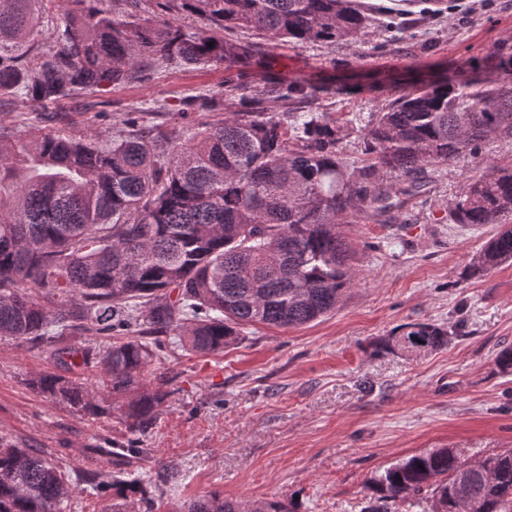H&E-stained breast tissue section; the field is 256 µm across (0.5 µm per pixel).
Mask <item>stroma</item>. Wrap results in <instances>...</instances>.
Returning a JSON list of instances; mask_svg holds the SVG:
<instances>
[{"mask_svg": "<svg viewBox=\"0 0 512 512\" xmlns=\"http://www.w3.org/2000/svg\"><path fill=\"white\" fill-rule=\"evenodd\" d=\"M366 2L375 22L357 43L298 48L229 34L253 43L249 73L322 84L323 93L301 108L352 118L341 149L351 166L361 165L364 129L388 101L377 80L410 85L499 48L512 54V0H456L439 14L417 0L391 28L386 10L396 0ZM228 77L220 65L174 66L63 100L58 109L65 129L83 137L155 100L175 132L182 100L221 90ZM339 85L346 94H335ZM490 160L512 163V140L432 167L406 206L407 223L360 215L348 233L361 273L335 314L293 329L251 326L237 347L209 356L165 346L145 379L154 388L166 374L170 394L141 437L168 474L156 490L161 512L212 491L294 498L300 512H360L369 481L392 463L444 446L468 460L512 448V371L496 363L498 352L512 350V264L468 277L499 227L448 221L449 203ZM416 322L447 328L448 347L374 353V341ZM56 368L44 347L0 340V435L60 455L70 468L113 473L102 451L126 444L123 419L73 413L27 386Z\"/></svg>", "mask_w": 512, "mask_h": 512, "instance_id": "stroma-1", "label": "stroma"}]
</instances>
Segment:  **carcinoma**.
I'll list each match as a JSON object with an SVG mask.
<instances>
[{"label": "carcinoma", "mask_w": 512, "mask_h": 512, "mask_svg": "<svg viewBox=\"0 0 512 512\" xmlns=\"http://www.w3.org/2000/svg\"><path fill=\"white\" fill-rule=\"evenodd\" d=\"M45 0H0V95L45 106L83 90L151 79L173 63L236 68L252 44L224 38L253 30L294 47L357 42L371 16L357 0H151L145 13L106 12L95 0L55 23L40 41ZM184 12L208 36L174 24ZM214 46H208V43ZM501 70L465 62L418 87L381 84L390 101L364 133L367 159H340L345 125L331 112H279L316 85L271 79L247 95L245 78L183 100L191 118L173 137L154 101L110 130L76 138L64 130L0 131V339L49 344L63 373L29 386L83 415L107 417L109 398L132 435L122 460L149 453L136 432L168 396L146 368L175 336L208 356L243 340L255 324L295 328L332 315L355 285L357 251L346 225L363 213L395 218L420 193L427 166L477 155L512 139V55ZM244 111L208 120L228 97ZM454 224L512 223V165L489 164L448 207ZM512 262V228L473 258L471 274ZM77 333L128 337L104 349L72 347ZM448 330L407 324L375 349L433 352ZM108 375L97 396L67 377L80 367ZM86 485L112 497V512H154L140 476L70 472L36 448L0 435V512H61ZM361 512H512V449L472 461L435 448L394 463L368 485ZM180 512H299L280 499H228L213 491Z\"/></svg>", "instance_id": "1"}]
</instances>
